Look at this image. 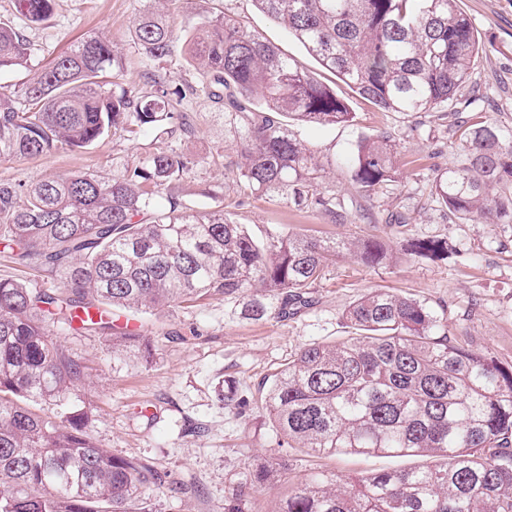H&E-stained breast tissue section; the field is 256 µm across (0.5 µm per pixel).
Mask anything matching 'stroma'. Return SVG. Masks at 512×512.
Instances as JSON below:
<instances>
[{
	"mask_svg": "<svg viewBox=\"0 0 512 512\" xmlns=\"http://www.w3.org/2000/svg\"><path fill=\"white\" fill-rule=\"evenodd\" d=\"M146 0H55L52 16L32 25L16 23L30 43L28 64L0 71V87L21 86L77 39L99 35L112 40L122 58V83L146 93L150 72L170 88L203 81L202 71L177 56L164 66L150 61L135 41L132 26ZM484 50L453 103L419 114L377 108L324 70L293 37L260 12L253 0H178V35L195 33L202 17L228 14L275 43L300 67L335 88L355 114L350 126L317 127L297 121V132L325 166L321 191L335 198L340 221L317 206H295L279 196L240 199L225 181L222 167L207 163L224 148V117L205 96L180 106L190 132L159 135L149 130L137 142L111 134L90 147L59 150L37 158L0 160V183L26 185L47 177L93 173L121 174L150 152L174 148L190 162L179 185L195 211L231 208L234 219L254 234L279 226L285 232L353 238L375 234L398 243L412 237L448 242L442 261L397 256L373 270L347 256L330 266L325 280L311 289L310 305L281 318H241L234 306L214 297L194 307H163L149 314H128L149 339V358L112 349L102 332H84L54 323L50 329L65 355L81 365L75 393L90 405L92 441L109 454L149 461L166 473L176 492L166 493V512H224V500L257 459L284 456L288 481L253 494L250 512H277L281 498L311 472L339 478L381 469L429 465L426 457L384 458L364 455L318 456L303 448H279L275 426L257 398L259 391L313 341L334 342L348 335L344 311L373 289H387L445 312L451 338H464L504 364L512 365V224L449 220L432 197L437 170L459 153L454 135L456 113L480 114L512 130V0H459ZM388 132L401 154L402 167L391 185L361 197L351 183L346 158L361 136ZM405 224H398V217ZM248 395L246 414L225 407L227 388Z\"/></svg>",
	"mask_w": 512,
	"mask_h": 512,
	"instance_id": "stroma-1",
	"label": "stroma"
}]
</instances>
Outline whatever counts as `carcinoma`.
<instances>
[{
	"mask_svg": "<svg viewBox=\"0 0 512 512\" xmlns=\"http://www.w3.org/2000/svg\"><path fill=\"white\" fill-rule=\"evenodd\" d=\"M54 0H14L31 24ZM321 67L380 109L428 112L456 97L480 52L458 0H254ZM138 45L155 63L183 54L208 81L179 100L205 95L224 108L233 151L218 153L224 177L245 196L277 194L336 216L318 190V163L277 116L306 124L354 122L326 83L300 70L277 46L230 15L201 19L181 38L168 16L144 9ZM30 48L0 18V70L24 67ZM112 43L79 40L18 90L0 89V160L82 149L113 130L129 140L147 128H190L165 79L137 95L116 81ZM460 164L432 187L450 219L512 224V133L482 116L457 121ZM351 180L364 196L395 181L396 151L386 133L360 137ZM188 170L172 149L148 154L110 179L78 173L28 187L0 185V241L22 263L62 273L63 287L42 291L0 278V512H161L166 480L152 464L98 448L90 413L72 400L81 368L59 348L47 321L72 324L94 308L85 330L112 329V349L150 353L138 333L116 330L121 311L147 314L224 296L246 319L288 314L329 264L351 252L364 265L386 264L394 250L448 257L447 242L412 239L396 247L375 235L340 240L271 228L256 239L224 210L193 213L176 195ZM168 207H157L160 189ZM353 336L303 346L261 397L279 446L316 454L387 457L430 453L431 467L372 472L353 481L314 475L290 490L279 512H512V366L448 338V318L390 290H372L345 311ZM63 407L42 416L33 405ZM281 467L247 470L224 512H249L252 492L273 489Z\"/></svg>",
	"mask_w": 512,
	"mask_h": 512,
	"instance_id": "obj_1",
	"label": "carcinoma"
}]
</instances>
